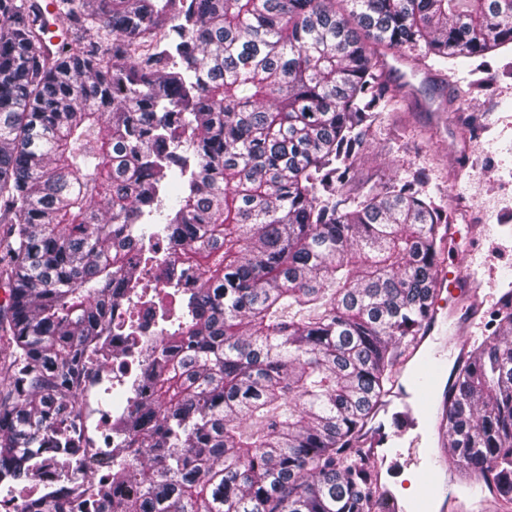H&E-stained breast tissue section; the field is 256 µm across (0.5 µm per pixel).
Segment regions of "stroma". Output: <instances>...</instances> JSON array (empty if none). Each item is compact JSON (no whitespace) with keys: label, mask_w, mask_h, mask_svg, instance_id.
I'll return each instance as SVG.
<instances>
[{"label":"stroma","mask_w":512,"mask_h":512,"mask_svg":"<svg viewBox=\"0 0 512 512\" xmlns=\"http://www.w3.org/2000/svg\"><path fill=\"white\" fill-rule=\"evenodd\" d=\"M444 82L424 80L402 66L392 83L410 77L416 92L388 124L372 128L359 163V177L382 183L418 169L430 186L461 203L458 231L473 230L486 260V287L499 290L512 276V44L499 45L486 60L451 58ZM486 133L468 143L456 135L469 117Z\"/></svg>","instance_id":"1"}]
</instances>
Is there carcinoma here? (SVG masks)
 Masks as SVG:
<instances>
[{
  "mask_svg": "<svg viewBox=\"0 0 512 512\" xmlns=\"http://www.w3.org/2000/svg\"><path fill=\"white\" fill-rule=\"evenodd\" d=\"M0 0V487L65 469L112 306L166 312L93 497L37 512H380L360 446L434 313L448 203L350 188L395 111L380 56L483 57L512 0ZM192 154L180 153L182 145ZM146 244L132 255L125 244ZM173 275L171 300L140 279ZM511 301L445 403L448 474L512 512Z\"/></svg>",
  "mask_w": 512,
  "mask_h": 512,
  "instance_id": "cac0c4a2",
  "label": "carcinoma"
}]
</instances>
